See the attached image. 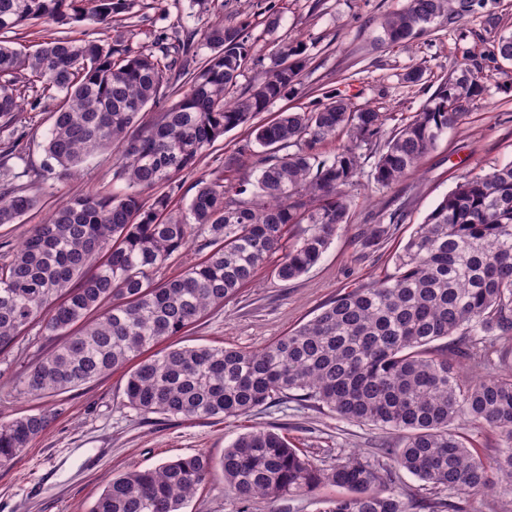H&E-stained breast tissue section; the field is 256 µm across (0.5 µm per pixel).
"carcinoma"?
Segmentation results:
<instances>
[{
  "mask_svg": "<svg viewBox=\"0 0 512 512\" xmlns=\"http://www.w3.org/2000/svg\"><path fill=\"white\" fill-rule=\"evenodd\" d=\"M482 6L480 0H407L381 23L399 44ZM137 0H0V119L9 125L23 105L42 111L56 100L41 169L23 159L20 139L0 144V224L32 210L39 186L55 167L69 171L118 148L114 178L66 199L0 262V349L31 323L59 338L26 364L18 392L45 397L128 368L127 405L142 415L186 421L239 417L289 399L313 402L341 420L372 425L400 441L383 448L385 468L362 453L315 459L280 434L253 429L224 449L220 463L204 453L135 469L112 478L90 512H183L215 467L239 502L276 501L324 486L341 493L319 512H408L396 488L405 470L438 493L431 512H469L473 496L507 479L512 484V368L493 366L467 378L461 360L488 361L494 337H512V162L465 174L393 255V270L351 289L312 319L255 350L153 347L177 336L208 309L235 297L255 275L288 281L313 268L347 223L348 189L374 147L370 177L387 188L414 174L428 150L482 96L464 64L389 134L383 115L352 109L333 91L313 111L283 112L271 123L256 116L299 80L300 45L278 48L279 63L261 81L230 98L252 59L246 21L218 22L205 35L210 54L198 67L192 33L181 39L175 66L163 37L158 51L134 42ZM127 22L106 38L72 34L76 27ZM48 24L63 34L20 49L13 35ZM492 54L512 62V35L493 40ZM189 88L169 85L175 69ZM170 101L157 121L126 138L148 105ZM241 127L240 157L269 151L253 181L226 164L200 177L185 207L175 203L177 177L193 170L225 132ZM346 132L325 156L319 145ZM156 190L151 203L142 199ZM202 237L199 260L174 277L156 273ZM457 337V348L438 341ZM41 410L0 422V466L9 465L49 427ZM489 427L497 456L474 454L456 426Z\"/></svg>",
  "mask_w": 512,
  "mask_h": 512,
  "instance_id": "carcinoma-1",
  "label": "carcinoma"
}]
</instances>
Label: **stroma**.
Masks as SVG:
<instances>
[{
  "label": "stroma",
  "instance_id": "1",
  "mask_svg": "<svg viewBox=\"0 0 512 512\" xmlns=\"http://www.w3.org/2000/svg\"><path fill=\"white\" fill-rule=\"evenodd\" d=\"M405 3L209 0L202 9L195 0H140L138 40L146 46L161 34L171 37L188 29L201 36L219 20L251 17L257 62L239 77L242 88L254 84L261 71L277 63L276 51L283 43L304 44L306 66L298 85L258 115L261 123L285 110H313L323 92L332 90L352 107L384 113L391 129L417 112L465 58L485 87L470 113L427 152L419 172L397 185L377 186L370 177L377 156L365 154L363 172L350 190L348 222L308 273L283 282L270 269L259 270L237 296L208 311L183 334L171 337V344L253 350L288 334L341 293L392 269L394 253L461 175L483 173L512 161V63L490 52L497 36L512 33V0H485L482 8L455 22L434 26L405 43L388 44L380 20ZM270 11L279 18L272 29L260 23ZM414 68L422 69L423 78L413 86L406 83L405 75ZM44 105V111L17 113L9 127H0V139L23 135L25 159L36 168L45 159L43 146L54 108L49 99ZM245 136L241 128L226 132L198 169L179 175V203L192 199L202 172L233 157ZM118 156L115 150L101 152L86 159L74 175H50L36 192V207L17 223L0 226V243L18 244L62 200L112 185ZM394 213L401 216L395 224L390 221ZM377 225L388 227V235L366 243V233ZM55 344L35 322L13 347L0 352V420L43 409L59 412L44 434L10 465L0 467V512H89L108 479L197 452L220 460L239 434L255 428L273 430L317 459L370 452L381 435L373 426L340 420L309 402L291 401L226 420L144 416L125 404L126 372L122 369L52 397L19 396L15 378L21 367ZM238 509L224 485L223 472L217 469L198 487L184 512Z\"/></svg>",
  "mask_w": 512,
  "mask_h": 512
}]
</instances>
